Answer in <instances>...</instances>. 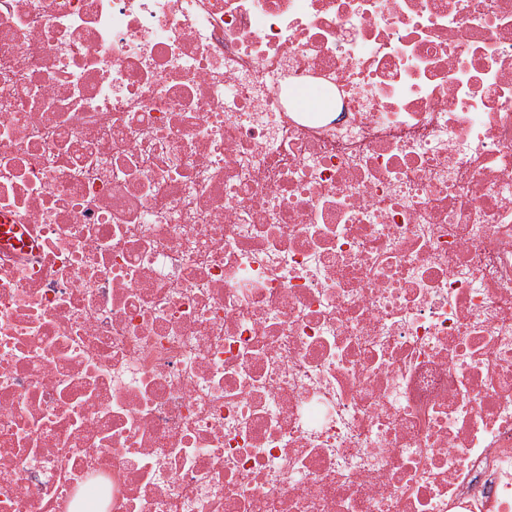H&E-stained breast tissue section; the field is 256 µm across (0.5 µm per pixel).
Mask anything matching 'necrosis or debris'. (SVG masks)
Listing matches in <instances>:
<instances>
[{"instance_id":"4bbe7bcc","label":"necrosis or debris","mask_w":512,"mask_h":512,"mask_svg":"<svg viewBox=\"0 0 512 512\" xmlns=\"http://www.w3.org/2000/svg\"><path fill=\"white\" fill-rule=\"evenodd\" d=\"M0 512H512V0H0Z\"/></svg>"}]
</instances>
